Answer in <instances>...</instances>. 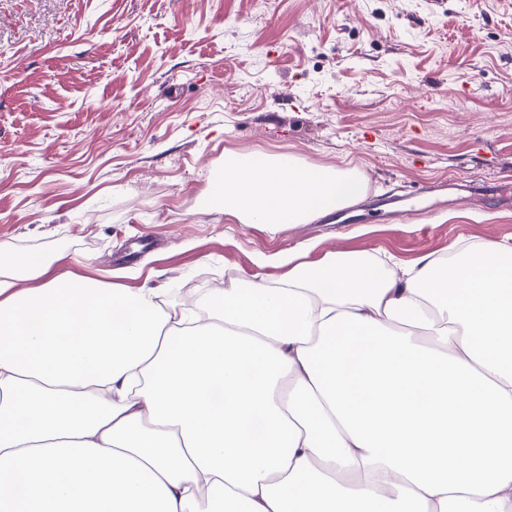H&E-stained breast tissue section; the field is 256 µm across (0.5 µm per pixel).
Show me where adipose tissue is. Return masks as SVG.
Here are the masks:
<instances>
[{
    "mask_svg": "<svg viewBox=\"0 0 512 512\" xmlns=\"http://www.w3.org/2000/svg\"><path fill=\"white\" fill-rule=\"evenodd\" d=\"M362 198L232 154L207 205L278 227ZM53 265L0 259V512H512V247L299 261L204 317Z\"/></svg>",
    "mask_w": 512,
    "mask_h": 512,
    "instance_id": "obj_1",
    "label": "adipose tissue"
}]
</instances>
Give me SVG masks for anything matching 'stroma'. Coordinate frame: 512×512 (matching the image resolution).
<instances>
[{
  "label": "stroma",
  "instance_id": "35a3bbf8",
  "mask_svg": "<svg viewBox=\"0 0 512 512\" xmlns=\"http://www.w3.org/2000/svg\"><path fill=\"white\" fill-rule=\"evenodd\" d=\"M353 168L364 199L268 229L212 212L226 153ZM512 188V0H0V245L165 306L288 254L392 268L512 246V206L374 213L444 180Z\"/></svg>",
  "mask_w": 512,
  "mask_h": 512
}]
</instances>
